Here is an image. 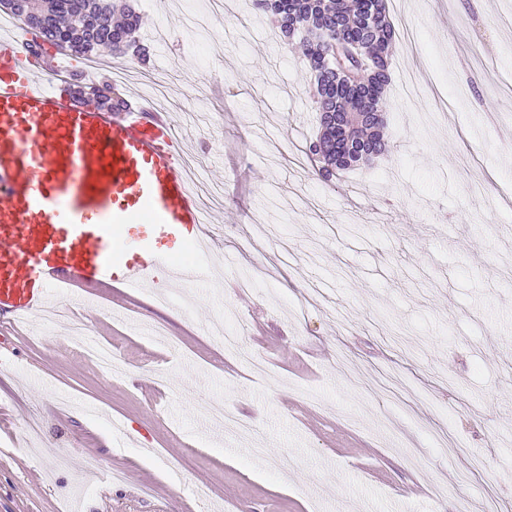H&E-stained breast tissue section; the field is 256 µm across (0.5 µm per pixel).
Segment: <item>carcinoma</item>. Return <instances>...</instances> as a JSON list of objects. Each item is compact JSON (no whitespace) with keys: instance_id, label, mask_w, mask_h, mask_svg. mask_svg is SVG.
Returning a JSON list of instances; mask_svg holds the SVG:
<instances>
[{"instance_id":"carcinoma-1","label":"carcinoma","mask_w":512,"mask_h":512,"mask_svg":"<svg viewBox=\"0 0 512 512\" xmlns=\"http://www.w3.org/2000/svg\"><path fill=\"white\" fill-rule=\"evenodd\" d=\"M40 7L46 15L47 33L68 30L77 45L75 54L88 56L103 48L127 54L136 48L134 33L140 27V15L130 0H41ZM255 7L275 25L284 48L292 45L288 27L293 24L330 32L328 40L311 43L306 59L314 75L320 116L328 112L383 111L394 46V27L386 15L384 0H371L368 12L359 8L358 0H255ZM353 33L359 36L356 46L343 45L342 41ZM355 71L365 75L363 92L347 87L349 74ZM77 92L90 96L97 108L112 110L111 83L79 85ZM357 133L358 139L378 146L377 153L388 151L383 122L378 117L364 123ZM307 155L323 162L319 175L326 181L336 171L365 160L363 156L336 157V147L323 125L316 140L310 142Z\"/></svg>"}]
</instances>
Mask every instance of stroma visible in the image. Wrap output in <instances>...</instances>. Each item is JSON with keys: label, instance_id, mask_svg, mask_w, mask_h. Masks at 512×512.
Returning <instances> with one entry per match:
<instances>
[{"label": "stroma", "instance_id": "35a3bbf8", "mask_svg": "<svg viewBox=\"0 0 512 512\" xmlns=\"http://www.w3.org/2000/svg\"><path fill=\"white\" fill-rule=\"evenodd\" d=\"M224 2L136 0L146 60L90 76H163L143 97L214 191L223 283L103 290L83 317L112 375L62 328L0 323V512H512V0H387L391 150L329 181L294 160L319 132L300 48Z\"/></svg>", "mask_w": 512, "mask_h": 512}]
</instances>
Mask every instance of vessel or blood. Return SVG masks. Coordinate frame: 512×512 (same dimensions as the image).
I'll list each match as a JSON object with an SVG mask.
<instances>
[{
  "instance_id": "obj_1",
  "label": "vessel or blood",
  "mask_w": 512,
  "mask_h": 512,
  "mask_svg": "<svg viewBox=\"0 0 512 512\" xmlns=\"http://www.w3.org/2000/svg\"><path fill=\"white\" fill-rule=\"evenodd\" d=\"M167 113L89 109L49 81L30 41L0 28V314H39L54 287L96 295L155 280L183 283L202 263H172L204 242L210 215Z\"/></svg>"
}]
</instances>
